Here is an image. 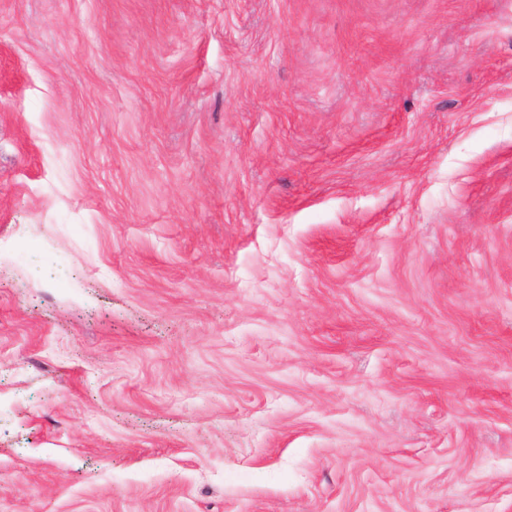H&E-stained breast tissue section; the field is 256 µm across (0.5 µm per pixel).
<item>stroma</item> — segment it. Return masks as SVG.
<instances>
[{
  "instance_id": "obj_1",
  "label": "stroma",
  "mask_w": 512,
  "mask_h": 512,
  "mask_svg": "<svg viewBox=\"0 0 512 512\" xmlns=\"http://www.w3.org/2000/svg\"><path fill=\"white\" fill-rule=\"evenodd\" d=\"M0 512H512V0H0Z\"/></svg>"
}]
</instances>
